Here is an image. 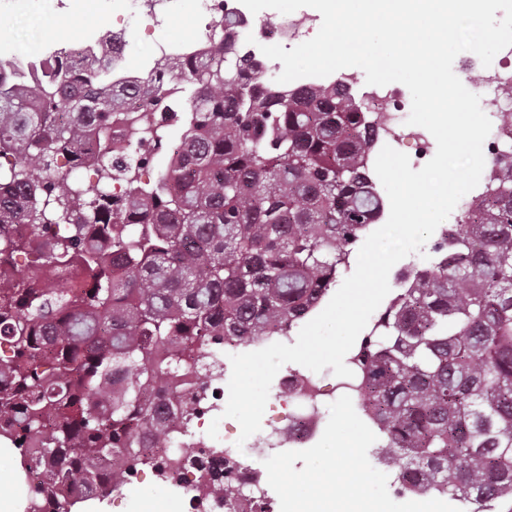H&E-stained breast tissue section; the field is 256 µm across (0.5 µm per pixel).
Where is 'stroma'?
<instances>
[{"mask_svg": "<svg viewBox=\"0 0 512 512\" xmlns=\"http://www.w3.org/2000/svg\"><path fill=\"white\" fill-rule=\"evenodd\" d=\"M95 22L96 18L91 14L62 16L55 0H11L0 11V33H8L14 42L25 48L38 45L43 32L53 25L64 27V39L73 40L81 37ZM322 412L324 433L313 447L290 455L275 449L271 454L251 457L253 467L268 476L265 488L270 512H291L292 509L283 485L271 479V471L277 468L293 479H302L312 462L329 454L343 437L349 439L357 462L369 481L356 487L338 486V497H363L381 504L382 512H419L418 498L398 493V469L381 459L380 435L369 421L358 420L355 406L328 397L323 401ZM153 505L161 507L163 512H184L180 494L159 486L149 474L140 476L138 482L98 503L92 512H146Z\"/></svg>", "mask_w": 512, "mask_h": 512, "instance_id": "stroma-1", "label": "stroma"}]
</instances>
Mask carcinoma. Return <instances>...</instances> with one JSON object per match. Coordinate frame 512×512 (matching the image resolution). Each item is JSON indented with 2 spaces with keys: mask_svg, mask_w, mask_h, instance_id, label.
Wrapping results in <instances>:
<instances>
[{
  "mask_svg": "<svg viewBox=\"0 0 512 512\" xmlns=\"http://www.w3.org/2000/svg\"><path fill=\"white\" fill-rule=\"evenodd\" d=\"M112 55L72 59L22 90L0 86V255L30 267L0 284V442L20 451L25 512L105 500L147 461L146 403L182 419L173 386L226 341L284 336L336 285L384 207L365 157L374 124L351 94L267 80L227 43L173 65L188 103L180 159L150 186L112 158V120L151 81L115 88ZM166 131L150 125L130 151ZM97 183L74 173L87 150ZM434 259L347 359L362 411L398 465L399 492L489 512L512 502V153L482 199L441 231ZM216 487L241 496L235 469Z\"/></svg>",
  "mask_w": 512,
  "mask_h": 512,
  "instance_id": "cac0c4a2",
  "label": "carcinoma"
}]
</instances>
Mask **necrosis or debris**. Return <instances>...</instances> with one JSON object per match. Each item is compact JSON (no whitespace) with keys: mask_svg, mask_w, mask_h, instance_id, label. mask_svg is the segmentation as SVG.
<instances>
[{"mask_svg":"<svg viewBox=\"0 0 512 512\" xmlns=\"http://www.w3.org/2000/svg\"><path fill=\"white\" fill-rule=\"evenodd\" d=\"M182 0H124L122 28H114L107 14L98 13L96 24L81 38V47L93 52H111L112 81L119 84L138 77L156 78L167 94L170 108L181 102L179 80L168 75L165 67L176 60L204 57L210 50L217 34L223 32L222 20L226 13L239 15L243 26L234 28L231 37L237 47L253 56H260V47L275 41L289 48L309 37L322 23L321 16L301 8L289 15L282 23L266 21L256 26V17L241 0H196L194 5L195 33L185 39L162 38L154 40L148 54L140 58L137 65H130V40L128 25H136L150 32L166 26L179 13ZM74 54L56 30H48L38 50L18 53L10 44L0 42V60L7 62L4 73L7 83L31 84L42 76V62L52 59L56 64H67ZM469 91L479 95L482 109L489 117L492 128L486 139L485 155H494L502 142H512V125L505 118L512 114V47L501 50L498 59L483 68L478 82L469 84ZM363 106L377 123L378 134L375 149L383 146L400 148L410 145L413 152L410 162L413 167L424 166L430 159L432 142L430 133L423 127L408 124L410 114L408 97L399 84L368 86L363 90ZM224 378L213 379L209 390L197 412L184 420L174 435L172 448H151L147 451L150 466H162L163 473L158 483L181 492L188 512H224V502L209 487L211 460H223L236 468L241 487L250 491H262L264 479L247 461L250 452L265 448H307L320 436L322 415L320 408L324 395L334 399L353 400L358 395V379H341L331 392H324L317 378L309 372L288 369L277 383V395L283 403L284 414L271 423L267 433L252 439L245 448H237L229 435L211 438L206 425L224 411L222 391ZM193 446L194 455L182 454L185 446Z\"/></svg>","mask_w":512,"mask_h":512,"instance_id":"necrosis-or-debris-1","label":"necrosis or debris"}]
</instances>
